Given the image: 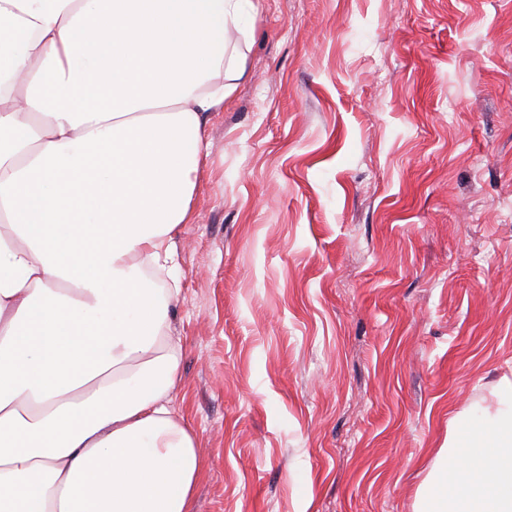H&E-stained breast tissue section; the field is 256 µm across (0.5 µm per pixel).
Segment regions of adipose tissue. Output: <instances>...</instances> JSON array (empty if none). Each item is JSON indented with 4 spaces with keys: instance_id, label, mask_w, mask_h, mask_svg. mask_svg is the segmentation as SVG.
I'll list each match as a JSON object with an SVG mask.
<instances>
[{
    "instance_id": "adipose-tissue-1",
    "label": "adipose tissue",
    "mask_w": 512,
    "mask_h": 512,
    "mask_svg": "<svg viewBox=\"0 0 512 512\" xmlns=\"http://www.w3.org/2000/svg\"><path fill=\"white\" fill-rule=\"evenodd\" d=\"M251 0H0V512H193L169 294ZM415 512H512V380Z\"/></svg>"
}]
</instances>
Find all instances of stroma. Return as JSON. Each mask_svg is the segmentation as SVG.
Here are the masks:
<instances>
[{
	"label": "stroma",
	"mask_w": 512,
	"mask_h": 512,
	"mask_svg": "<svg viewBox=\"0 0 512 512\" xmlns=\"http://www.w3.org/2000/svg\"><path fill=\"white\" fill-rule=\"evenodd\" d=\"M160 273L195 512H414L512 379V0H253Z\"/></svg>",
	"instance_id": "stroma-1"
}]
</instances>
